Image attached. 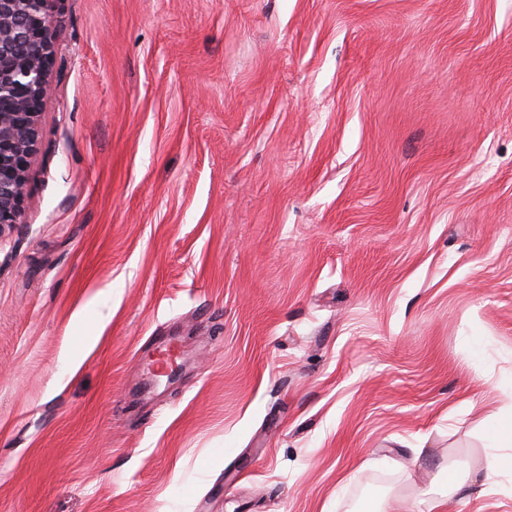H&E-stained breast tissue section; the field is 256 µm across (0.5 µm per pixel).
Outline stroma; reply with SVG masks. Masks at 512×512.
<instances>
[{"mask_svg": "<svg viewBox=\"0 0 512 512\" xmlns=\"http://www.w3.org/2000/svg\"><path fill=\"white\" fill-rule=\"evenodd\" d=\"M54 12L0 512H512V0Z\"/></svg>", "mask_w": 512, "mask_h": 512, "instance_id": "stroma-1", "label": "stroma"}]
</instances>
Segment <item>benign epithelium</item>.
<instances>
[{"label": "benign epithelium", "instance_id": "7a95c632", "mask_svg": "<svg viewBox=\"0 0 512 512\" xmlns=\"http://www.w3.org/2000/svg\"><path fill=\"white\" fill-rule=\"evenodd\" d=\"M53 0H0V239L25 224L29 167L41 143L39 104L52 92Z\"/></svg>", "mask_w": 512, "mask_h": 512}]
</instances>
